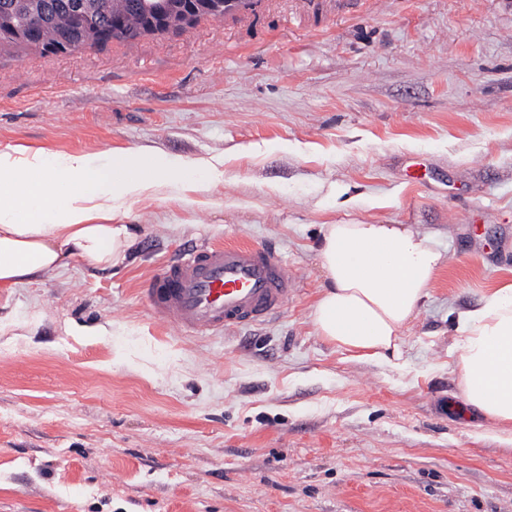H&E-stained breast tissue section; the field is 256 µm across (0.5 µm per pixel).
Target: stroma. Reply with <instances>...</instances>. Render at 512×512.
Instances as JSON below:
<instances>
[{
    "mask_svg": "<svg viewBox=\"0 0 512 512\" xmlns=\"http://www.w3.org/2000/svg\"><path fill=\"white\" fill-rule=\"evenodd\" d=\"M266 0L65 55L0 52V146L222 160L135 204L124 265L0 284V512H512V433L466 411L453 312L512 284V0ZM432 231L447 260L395 364L310 312L322 225ZM266 244L280 316L211 337L138 288L180 248Z\"/></svg>",
    "mask_w": 512,
    "mask_h": 512,
    "instance_id": "stroma-1",
    "label": "stroma"
}]
</instances>
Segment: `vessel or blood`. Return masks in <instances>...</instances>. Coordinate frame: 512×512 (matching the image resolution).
<instances>
[{
    "mask_svg": "<svg viewBox=\"0 0 512 512\" xmlns=\"http://www.w3.org/2000/svg\"><path fill=\"white\" fill-rule=\"evenodd\" d=\"M298 278L267 245L196 246L163 264L140 291L152 318L181 333L212 335L281 313Z\"/></svg>",
    "mask_w": 512,
    "mask_h": 512,
    "instance_id": "1",
    "label": "vessel or blood"
}]
</instances>
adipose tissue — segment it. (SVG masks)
<instances>
[{"mask_svg":"<svg viewBox=\"0 0 512 512\" xmlns=\"http://www.w3.org/2000/svg\"><path fill=\"white\" fill-rule=\"evenodd\" d=\"M223 180L220 162L151 147L104 158L0 147V283L32 282L73 258L122 265L134 240L126 223L134 204ZM318 256L324 282L311 312L318 336L367 358L401 359L404 332L446 260L436 237L406 224H327ZM452 351L466 405L512 431V285L458 313Z\"/></svg>","mask_w":512,"mask_h":512,"instance_id":"obj_1","label":"adipose tissue"}]
</instances>
